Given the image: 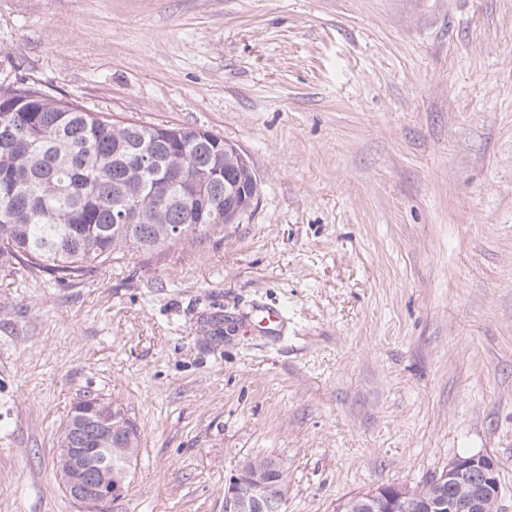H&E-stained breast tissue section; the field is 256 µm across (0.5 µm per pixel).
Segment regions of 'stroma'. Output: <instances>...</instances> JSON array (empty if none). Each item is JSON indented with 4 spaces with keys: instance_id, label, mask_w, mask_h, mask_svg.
Returning a JSON list of instances; mask_svg holds the SVG:
<instances>
[{
    "instance_id": "35a3bbf8",
    "label": "stroma",
    "mask_w": 512,
    "mask_h": 512,
    "mask_svg": "<svg viewBox=\"0 0 512 512\" xmlns=\"http://www.w3.org/2000/svg\"><path fill=\"white\" fill-rule=\"evenodd\" d=\"M0 79L209 129L259 183L81 283L0 270V512H78L88 393L138 426L109 512H224L247 456L336 512L479 452L512 512V0H0Z\"/></svg>"
}]
</instances>
